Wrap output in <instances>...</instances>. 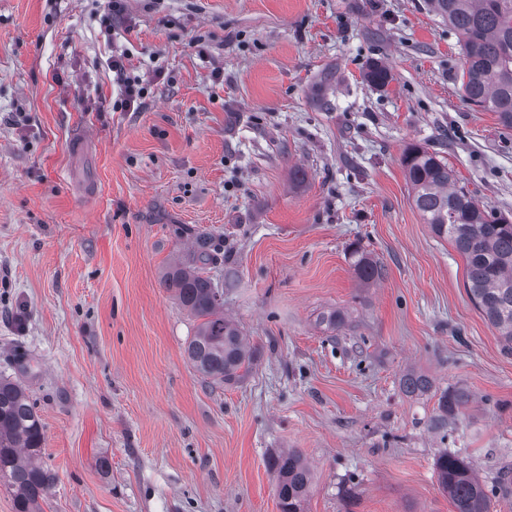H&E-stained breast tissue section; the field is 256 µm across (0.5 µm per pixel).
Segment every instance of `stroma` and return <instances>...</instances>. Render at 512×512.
I'll return each mask as SVG.
<instances>
[{
    "label": "stroma",
    "instance_id": "stroma-1",
    "mask_svg": "<svg viewBox=\"0 0 512 512\" xmlns=\"http://www.w3.org/2000/svg\"><path fill=\"white\" fill-rule=\"evenodd\" d=\"M121 6L0 0V378L44 424L43 512H280L268 460L291 448L306 512H454L446 451L512 512V351L401 164L421 145L512 216V130L464 101L455 32L425 0ZM200 239L259 350L233 385L187 361L196 321L164 286ZM356 242L382 279L357 278ZM447 389L469 401L436 431ZM129 55L126 52L112 55V72L116 73L117 79L122 85L121 107L127 111H137L141 107L143 87H140L139 79L127 76V64Z\"/></svg>",
    "mask_w": 512,
    "mask_h": 512
}]
</instances>
